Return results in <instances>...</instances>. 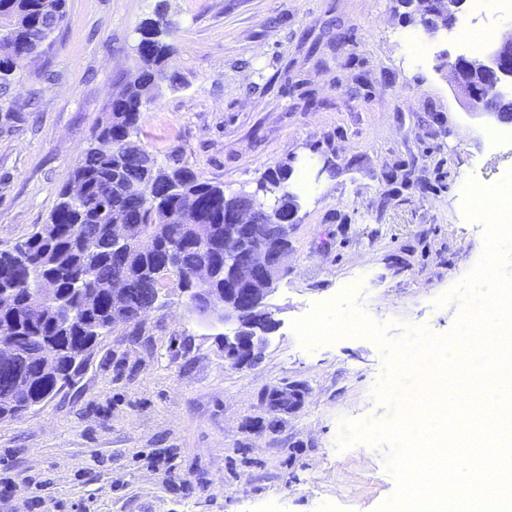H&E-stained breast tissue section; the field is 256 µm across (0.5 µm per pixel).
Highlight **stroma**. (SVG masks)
Here are the masks:
<instances>
[{
    "label": "stroma",
    "instance_id": "obj_1",
    "mask_svg": "<svg viewBox=\"0 0 512 512\" xmlns=\"http://www.w3.org/2000/svg\"><path fill=\"white\" fill-rule=\"evenodd\" d=\"M165 6L171 52L141 108L158 161L178 152L225 193L288 165L298 221L258 362L224 358V329L176 278L161 304L94 347L71 384L0 421V512H376L393 499L392 443L344 441L394 418L388 351L368 338L304 345L308 308L356 287L389 339L450 334L484 253L468 179L512 170L441 65L456 34L407 43L396 0H67L45 53L0 94V248L47 223L115 94L139 74V29ZM302 397L273 406L275 391Z\"/></svg>",
    "mask_w": 512,
    "mask_h": 512
}]
</instances>
